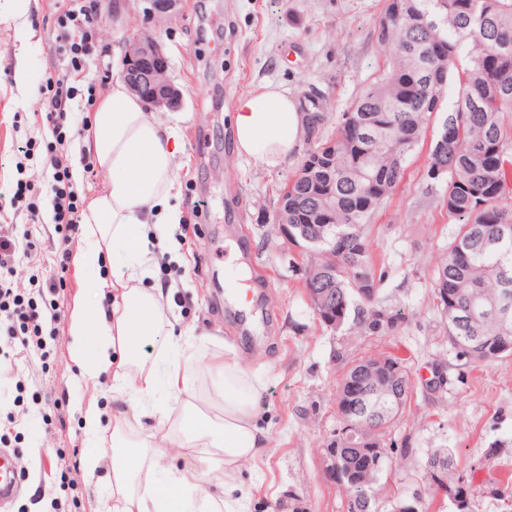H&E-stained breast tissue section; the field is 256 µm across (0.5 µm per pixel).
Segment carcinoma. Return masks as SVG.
I'll list each match as a JSON object with an SVG mask.
<instances>
[{
    "mask_svg": "<svg viewBox=\"0 0 512 512\" xmlns=\"http://www.w3.org/2000/svg\"><path fill=\"white\" fill-rule=\"evenodd\" d=\"M386 0L377 40L386 67L342 114L336 131L315 136L306 128L308 152L320 155L312 176L288 180V210L281 218L304 229L312 207L331 210L336 237L315 248L327 255L304 264L303 287L317 278L327 285L328 314L344 316L332 331L384 336L401 313L381 297L370 227L405 177L407 162L441 110L450 82L457 100L440 120L428 149L427 176L444 184L443 204L457 228L432 266L437 308L457 355L473 362L512 356V0ZM464 67H459L460 59ZM396 418L412 395L403 371ZM440 472L453 482L455 457L446 449ZM369 453L351 458L353 481L347 512H375V473Z\"/></svg>",
    "mask_w": 512,
    "mask_h": 512,
    "instance_id": "carcinoma-1",
    "label": "carcinoma"
}]
</instances>
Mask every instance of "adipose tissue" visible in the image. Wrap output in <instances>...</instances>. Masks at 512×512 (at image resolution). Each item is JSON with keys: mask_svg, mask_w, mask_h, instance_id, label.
I'll list each match as a JSON object with an SVG mask.
<instances>
[{"mask_svg": "<svg viewBox=\"0 0 512 512\" xmlns=\"http://www.w3.org/2000/svg\"><path fill=\"white\" fill-rule=\"evenodd\" d=\"M232 123L238 156L268 168L287 163L305 134L294 98L277 84L240 96ZM81 147L107 180L83 215L85 256L107 255L112 276L87 284L71 315L70 347L84 382L111 374L112 399L121 405L112 416V490L122 500L120 512H235L249 497L237 474L270 450L259 424L265 386L233 345L196 349L168 336L163 293L145 285L158 262L148 247L150 223L174 228L181 221L173 202L179 131L117 80L91 112ZM158 336L166 339L160 368L141 356ZM195 371L221 377L219 415L190 421L175 436L151 428L130 440L129 412H144L157 394L174 397L180 412L189 413ZM175 452L183 467L166 466Z\"/></svg>", "mask_w": 512, "mask_h": 512, "instance_id": "adipose-tissue-1", "label": "adipose tissue"}]
</instances>
